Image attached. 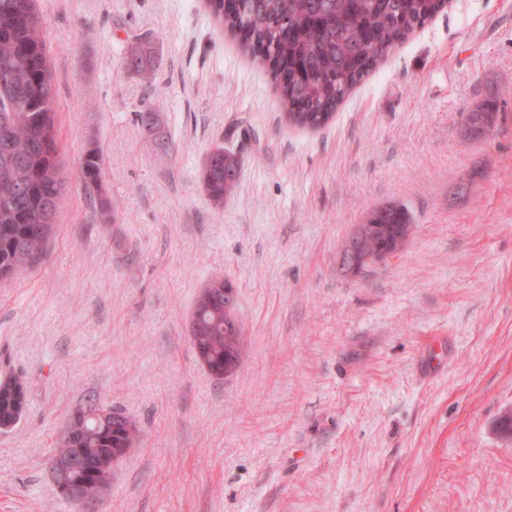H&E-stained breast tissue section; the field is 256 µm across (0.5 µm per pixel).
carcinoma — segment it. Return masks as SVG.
Here are the masks:
<instances>
[{
    "label": "carcinoma",
    "mask_w": 512,
    "mask_h": 512,
    "mask_svg": "<svg viewBox=\"0 0 512 512\" xmlns=\"http://www.w3.org/2000/svg\"><path fill=\"white\" fill-rule=\"evenodd\" d=\"M219 24L236 33L255 64L271 71L288 121L319 127L332 117L351 89L388 57L411 31L422 27L445 6V0H208ZM159 47L135 36L122 61L125 72L150 86L159 67ZM54 103V73L37 0H0V279L31 271L47 256L52 229L65 196L60 140ZM499 95L475 104L465 133L481 139L495 126ZM153 150L168 151L171 142L151 112L142 115ZM82 184L100 212L112 213L103 184L99 149L81 159ZM201 181L212 205L221 209L239 182V161L218 145L207 154ZM367 231L355 234L343 251V263L358 273L377 262L381 251L404 250L415 224L396 202L371 207ZM191 342L207 358L210 370H237L242 328L236 305L222 295L200 290ZM20 377L0 387V421L13 418ZM115 409L102 404L73 411L57 439L51 458L80 454L88 466L67 475L87 496L112 483V457L136 448L141 431L127 415L112 419Z\"/></svg>",
    "instance_id": "carcinoma-1"
}]
</instances>
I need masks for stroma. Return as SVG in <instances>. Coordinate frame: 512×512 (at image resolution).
Returning <instances> with one entry per match:
<instances>
[{
    "mask_svg": "<svg viewBox=\"0 0 512 512\" xmlns=\"http://www.w3.org/2000/svg\"><path fill=\"white\" fill-rule=\"evenodd\" d=\"M67 192L49 257L0 281V512H74L48 464L96 402L142 430L101 512H512V0H448L318 130L289 126L268 72L206 0H38ZM155 38L154 88L127 76ZM500 92L480 140L467 113ZM172 143L151 151L140 115ZM238 154L223 209L202 186ZM99 148L118 207L79 164ZM407 206L404 252L348 271L369 207ZM230 280L244 363L190 342L199 288ZM159 50L155 40L134 36L123 57L124 71L147 86H152L160 62ZM201 181L212 205L221 209L224 198L232 195L239 182V161L233 151H224L217 145L207 154L202 170ZM82 184L94 197L101 214L107 217L112 213V198L103 184L102 157L98 148L89 149L81 159ZM12 385L1 387L0 384V429H7L13 426L22 414V409L18 411V414L12 421L17 406V396L19 391L23 388L25 392L26 382L20 377L12 378ZM3 420V421H2Z\"/></svg>",
    "mask_w": 512,
    "mask_h": 512,
    "instance_id": "1",
    "label": "stroma"
}]
</instances>
